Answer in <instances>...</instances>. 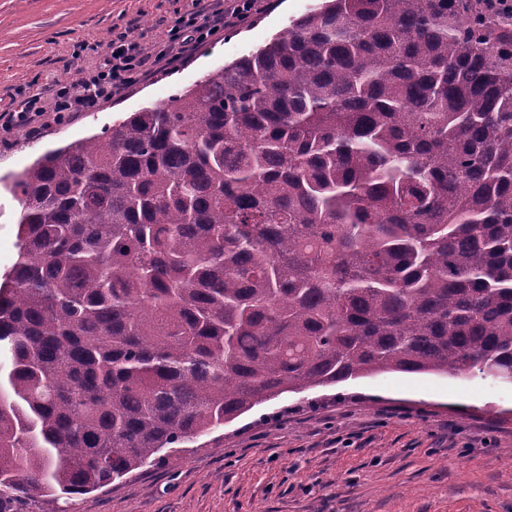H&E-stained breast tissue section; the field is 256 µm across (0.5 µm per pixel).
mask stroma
Returning <instances> with one entry per match:
<instances>
[{
    "instance_id": "35a3bbf8",
    "label": "stroma",
    "mask_w": 512,
    "mask_h": 512,
    "mask_svg": "<svg viewBox=\"0 0 512 512\" xmlns=\"http://www.w3.org/2000/svg\"><path fill=\"white\" fill-rule=\"evenodd\" d=\"M315 0H261L221 31L91 112L0 134V275L17 258L6 187L40 155L100 133L267 43ZM195 0H0V114L102 65L116 34L147 49ZM512 384L382 373L289 394L179 456L73 499L71 512H512Z\"/></svg>"
}]
</instances>
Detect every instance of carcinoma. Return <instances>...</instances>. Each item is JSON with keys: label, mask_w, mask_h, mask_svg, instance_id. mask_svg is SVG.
Returning <instances> with one entry per match:
<instances>
[{"label": "carcinoma", "mask_w": 512, "mask_h": 512, "mask_svg": "<svg viewBox=\"0 0 512 512\" xmlns=\"http://www.w3.org/2000/svg\"><path fill=\"white\" fill-rule=\"evenodd\" d=\"M10 192L0 512L286 393L512 383V20L484 0H322Z\"/></svg>", "instance_id": "obj_1"}]
</instances>
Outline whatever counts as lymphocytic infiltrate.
<instances>
[{"mask_svg":"<svg viewBox=\"0 0 512 512\" xmlns=\"http://www.w3.org/2000/svg\"><path fill=\"white\" fill-rule=\"evenodd\" d=\"M208 14H197L179 19L166 32L163 46L154 54L137 51L126 34H119L109 44L111 51L103 68L88 79L79 78L57 82L50 103L41 96L23 100L19 110L0 115V127L36 133L35 122L44 110H52L55 120H63L69 113L86 112L97 108L102 101L120 94L134 83L149 77L155 68L190 54L208 42L220 28L230 26L248 17L256 8L257 0H202Z\"/></svg>","mask_w":512,"mask_h":512,"instance_id":"f902f5d3","label":"lymphocytic infiltrate"}]
</instances>
